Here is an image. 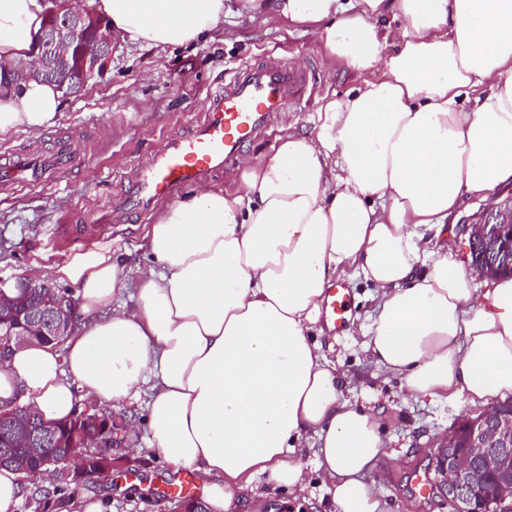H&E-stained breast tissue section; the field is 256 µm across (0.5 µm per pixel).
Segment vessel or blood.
Wrapping results in <instances>:
<instances>
[{
  "label": "vessel or blood",
  "instance_id": "b4317fda",
  "mask_svg": "<svg viewBox=\"0 0 512 512\" xmlns=\"http://www.w3.org/2000/svg\"><path fill=\"white\" fill-rule=\"evenodd\" d=\"M317 88L315 72H303L279 60L240 65L223 91L207 97L200 120L168 138L151 163L113 194L107 208L95 213V223L134 221L159 200L206 183L237 165L244 146L267 129L275 113L304 110ZM84 164L73 141L60 138L51 149L14 153L0 160V185L12 188L21 181L49 184ZM348 306L345 289L327 290L325 307L336 327L346 324Z\"/></svg>",
  "mask_w": 512,
  "mask_h": 512
}]
</instances>
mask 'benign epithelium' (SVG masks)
<instances>
[{
  "instance_id": "1",
  "label": "benign epithelium",
  "mask_w": 512,
  "mask_h": 512,
  "mask_svg": "<svg viewBox=\"0 0 512 512\" xmlns=\"http://www.w3.org/2000/svg\"><path fill=\"white\" fill-rule=\"evenodd\" d=\"M46 17V32L31 58L6 64L5 75L19 84L62 75L67 92L74 93L108 71L116 36L107 20L77 0H49ZM456 232L463 237L467 257H472V250H481L479 262L470 263L481 276L512 275V196L488 205L475 218H462ZM35 292L45 296V303L30 322L0 318V337L11 347L33 343L36 332L59 339L73 330L70 316L56 311V287L28 277L12 283L0 280V302ZM73 420L79 425L96 424L103 445L115 443V434L122 429L101 411L86 409ZM74 458L78 463L67 466V473L81 485L97 466L95 460L86 458L79 428L69 439L67 460ZM435 458L441 474L435 488L454 505L455 512H512V402L460 419L437 439Z\"/></svg>"
}]
</instances>
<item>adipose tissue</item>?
Segmentation results:
<instances>
[{"mask_svg": "<svg viewBox=\"0 0 512 512\" xmlns=\"http://www.w3.org/2000/svg\"><path fill=\"white\" fill-rule=\"evenodd\" d=\"M94 5L124 40L162 49L268 11L364 81L324 97L310 132L245 160L242 192L166 206L134 282L98 245L55 270L82 320L65 354L32 343L0 365V406L61 420L146 388L151 448L196 473L209 512H241L260 476L301 495L308 447L336 512H385L364 481L385 453L380 415L342 398L322 300L344 276L371 285L365 349L410 393L512 397V278L477 290L446 235L467 199L512 181V0ZM42 21L39 0H0V62L28 59ZM62 106L54 85L24 83L0 96V138L54 125Z\"/></svg>", "mask_w": 512, "mask_h": 512, "instance_id": "ef3b65f1", "label": "adipose tissue"}]
</instances>
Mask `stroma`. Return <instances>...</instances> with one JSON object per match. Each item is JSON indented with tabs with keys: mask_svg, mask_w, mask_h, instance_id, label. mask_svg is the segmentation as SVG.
I'll list each match as a JSON object with an SVG mask.
<instances>
[{
	"mask_svg": "<svg viewBox=\"0 0 512 512\" xmlns=\"http://www.w3.org/2000/svg\"><path fill=\"white\" fill-rule=\"evenodd\" d=\"M270 50L296 67L317 68L321 95L343 93L362 81L342 64H328L313 34L264 13L246 14L235 18L227 35L194 47L162 50L119 42L110 70L65 97L55 125L21 129L1 138L0 153L44 149L54 138L73 136L88 161L53 185L0 188V278L27 276L35 263L47 269L61 266L96 243L110 246L128 277H135L137 268L148 262L145 236L156 213L133 224L97 225L96 207L150 161L163 137L201 117L206 94L232 81L239 63ZM312 118L309 112L279 113L272 129L248 145V154L257 159L270 156L288 130L310 131ZM322 343L327 359L343 376L346 399L381 412L389 454L366 478L373 494L387 503L389 512H453L440 492H431L424 502L415 499L413 480L433 473L437 437L462 416L482 412V405L409 393L400 377L382 375L372 363L360 333L331 330ZM146 404L142 398L112 405L115 421H136L137 429L128 439L138 451L114 449V456L124 458V466L113 468L111 480L78 492L79 498L103 502L105 512H174L170 500L160 495L174 479L183 481L192 502L202 499L194 472L172 467L150 448ZM304 464V499L293 500L287 489L267 486L259 477L254 481L259 495L251 512H335L313 454H306Z\"/></svg>",
	"mask_w": 512,
	"mask_h": 512,
	"instance_id": "35a3bbf8",
	"label": "stroma"
}]
</instances>
